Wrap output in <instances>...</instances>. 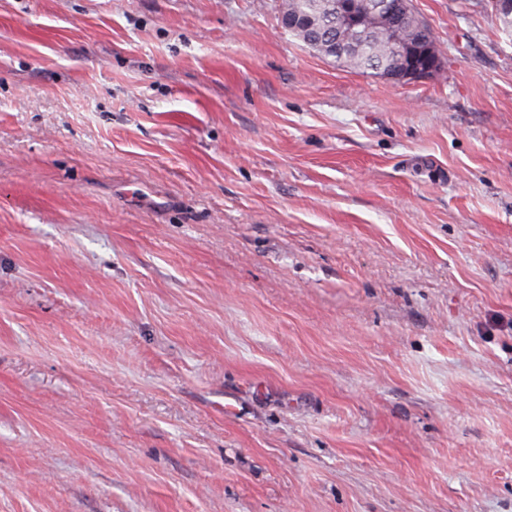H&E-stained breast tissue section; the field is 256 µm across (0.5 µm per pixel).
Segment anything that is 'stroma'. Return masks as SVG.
Returning <instances> with one entry per match:
<instances>
[{"instance_id":"35a3bbf8","label":"stroma","mask_w":512,"mask_h":512,"mask_svg":"<svg viewBox=\"0 0 512 512\" xmlns=\"http://www.w3.org/2000/svg\"><path fill=\"white\" fill-rule=\"evenodd\" d=\"M282 0H0V512H512V40ZM336 1V5H335ZM354 0H285L282 12H291L300 19L313 18L323 25L328 14L336 9V20L342 28H347L354 37L363 36L381 21L394 28L400 25L398 3L389 0H358L362 5L369 6L378 1L376 8L355 14L352 6ZM288 33L304 43L309 49L323 57H331L334 61L353 65L363 71H372L383 76L386 71L402 66L405 56L399 51L392 35L384 30L374 31L357 41L341 39L337 43L339 51L331 50L336 45V25L325 27L320 38L312 42L309 31L304 27L286 29ZM438 67V58L431 61L420 62L419 57H410L408 64H405L399 75L396 77L400 82L407 80L419 81L428 78Z\"/></svg>"}]
</instances>
